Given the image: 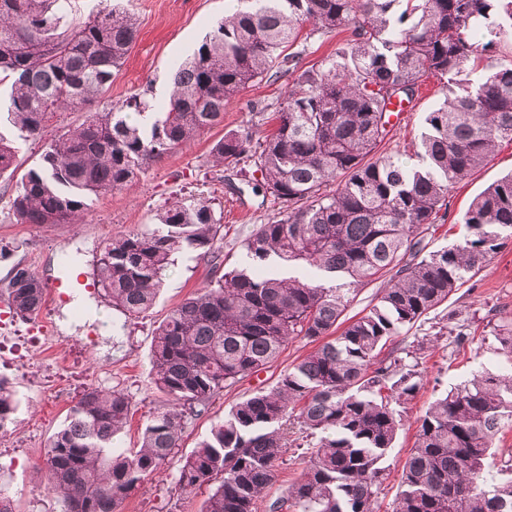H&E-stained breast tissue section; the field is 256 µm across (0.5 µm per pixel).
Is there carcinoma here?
<instances>
[{"label": "carcinoma", "instance_id": "carcinoma-1", "mask_svg": "<svg viewBox=\"0 0 512 512\" xmlns=\"http://www.w3.org/2000/svg\"><path fill=\"white\" fill-rule=\"evenodd\" d=\"M175 73L168 102L153 111L134 93L95 112L137 31L135 15L104 7L84 20L72 0H0V84H10L0 132V175L19 144L49 136L39 162L16 182L10 208L20 224H80L92 198L129 190L149 164L189 147L224 122V107L258 80L292 76L274 128L230 130L211 150L224 171L253 159L279 218L245 239L255 263L304 265L322 279L219 273L223 214L201 195L164 203L156 223L102 243L94 257L98 294L129 319L153 305L181 250H195L211 278L173 308L151 340L154 382L167 407L144 425L140 448L113 438L132 398L119 388L85 389L44 455V484L61 512H122L125 501L180 448L187 421L213 399L274 362L294 339L317 344L272 388L236 403L189 455L175 491L209 493L200 512H379L384 466L402 410L421 381L424 344L379 355L477 274L512 233V174L463 212V238L423 253L422 228L442 219L449 189L512 142V60L481 78L477 62L496 37H512V0H235ZM306 38L345 33L336 51L305 67L289 51ZM452 92L428 113L419 165L393 156L368 160L390 134L393 101H412L430 76ZM85 112L49 135L59 112ZM392 276L378 302L349 323L355 291ZM0 296L22 319L37 317L45 285L26 264L0 279ZM496 350L512 358V316L490 312ZM475 317L448 313V337L474 340ZM17 406L0 380V432ZM416 440L390 512H512V477L492 474L493 440L512 427V368L454 385L415 419ZM299 433L311 448L299 479L269 496L283 449Z\"/></svg>", "mask_w": 512, "mask_h": 512}]
</instances>
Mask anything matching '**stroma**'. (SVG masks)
<instances>
[{"instance_id": "stroma-1", "label": "stroma", "mask_w": 512, "mask_h": 512, "mask_svg": "<svg viewBox=\"0 0 512 512\" xmlns=\"http://www.w3.org/2000/svg\"><path fill=\"white\" fill-rule=\"evenodd\" d=\"M121 8L135 14L138 33L126 60L112 78L105 103L146 92L160 102L168 95L171 73L197 49L212 23L223 16L229 0H117ZM292 83L283 76L276 83L258 81L232 100L224 110L222 124L201 135L189 148L176 151L149 166L139 188L109 193L94 200L84 224H20L10 209L15 181L0 177V278L11 266L24 261L42 279L56 277V261L65 253H81L84 266H91L100 242L117 233L152 224L158 207L183 191L213 198L224 212L223 259L226 267H242L249 259L243 246L254 225L275 219L278 207L254 195L247 177L225 171L216 177L210 151L230 130L261 131L279 111L284 90ZM443 100V85L429 78L393 129L390 140L375 150L376 156H396L412 164L424 132L425 117ZM259 111H250L251 103ZM512 171V143L502 142L487 164L451 188L448 216L424 234L427 250L435 251L458 242L463 228L457 220L471 200L495 180ZM208 266L196 252L176 255L164 276V286L154 307L134 321L103 302L94 312L78 311L73 305L53 308L44 304L39 316L23 320L0 298V336L7 337L0 349V377L5 378L18 401V411L9 431L0 436V484L9 488L16 512H61L55 495L41 482V468L50 437L65 423L68 410L89 387L124 389L132 398L133 415L117 441L119 449L139 446L140 429L149 414L167 403L153 379L150 363L151 337L166 314L208 281ZM512 311V239L486 262L483 268L447 302L412 329L395 337V347L433 335L447 325L452 310L472 311L484 305ZM50 335L51 343L31 345V337ZM489 329L478 328L474 341L459 352H451L447 340L425 351L420 369V388L406 406L404 426L386 466L388 477L379 493L383 512H388L397 492L404 462L415 441L414 420L427 404L449 386L468 380L481 369L496 373L512 367L507 356L494 350ZM306 340L296 339L278 359L258 374L225 388L207 413L189 424L181 439L180 455H188L221 422L232 406L259 389L274 386L282 374L311 351ZM178 464L170 462L149 477L124 504L123 512H198L203 494L177 500L172 491Z\"/></svg>"}]
</instances>
